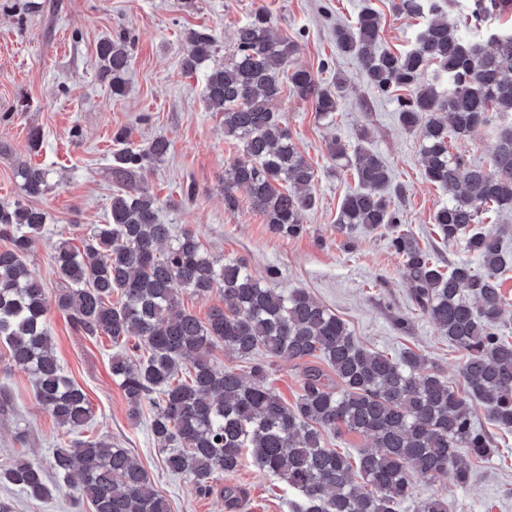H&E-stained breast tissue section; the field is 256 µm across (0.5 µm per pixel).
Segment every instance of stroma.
I'll list each match as a JSON object with an SVG mask.
<instances>
[{"instance_id":"35a3bbf8","label":"stroma","mask_w":512,"mask_h":512,"mask_svg":"<svg viewBox=\"0 0 512 512\" xmlns=\"http://www.w3.org/2000/svg\"><path fill=\"white\" fill-rule=\"evenodd\" d=\"M366 3L383 17L381 49L414 47L418 22L395 16L391 0H0V203L20 199L19 165L48 171L52 189L36 201L47 216L44 237L28 267L47 289L55 355L94 410L84 429L60 426L38 405L31 376L6 370L7 350L0 345V386L8 387L11 399L0 407V468L17 459L45 465L57 446L103 438L131 450L171 512H227L225 486L243 491L236 512H289L297 497L282 479L249 462L219 478L217 491L207 496L197 493L189 477L167 473L147 421L129 420L124 394L112 379L116 345L75 332L56 306L49 246L61 237L81 246L91 225L106 223L119 188L112 176V134L120 128L136 145L158 136L170 143L166 158L145 176L161 223L192 230L206 250L240 260L261 284L306 291L364 347L393 358L410 350L428 356L450 386L463 389L462 355L412 300L408 271L387 237L363 229L347 237L336 230L341 200L356 181L330 159L327 146L336 136L356 141L364 131L366 147L392 171V199L421 248L446 270L474 259L464 244L443 245L436 232L433 215L449 197L424 178L419 132L400 125L396 101L375 96L357 60L336 47V26L353 23ZM258 8L270 12L278 37L298 43L297 62L317 81H347L329 118L287 89L273 103L315 170L316 204L303 212L306 231L294 238L272 234L251 209L246 190L237 192L238 210L225 209L224 170L240 147L225 137L221 117L206 108L203 71L189 73L182 65L187 29L212 30L220 63L236 28ZM121 29L133 37L134 48L126 93L116 97L98 77L96 48ZM510 125L511 113H492L482 133L451 141L449 151L488 164L499 130ZM35 129L42 139L34 149L29 135ZM472 420L496 452L474 460L467 483L445 485L448 512H512V433L498 429L480 403ZM4 496L16 512H93L90 501L75 500L64 485L44 502L0 486Z\"/></svg>"}]
</instances>
